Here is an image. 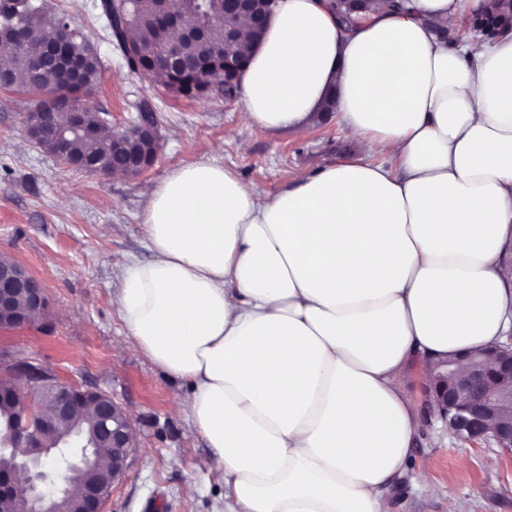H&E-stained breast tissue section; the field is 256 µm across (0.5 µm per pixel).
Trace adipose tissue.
Instances as JSON below:
<instances>
[{
    "mask_svg": "<svg viewBox=\"0 0 512 512\" xmlns=\"http://www.w3.org/2000/svg\"><path fill=\"white\" fill-rule=\"evenodd\" d=\"M488 0H378L343 31L329 0H279L239 86L247 124L296 129L327 94L361 159L259 197L202 161L143 213L129 336L183 404L228 512H386L418 430L403 375L512 329V32L439 39Z\"/></svg>",
    "mask_w": 512,
    "mask_h": 512,
    "instance_id": "obj_1",
    "label": "adipose tissue"
}]
</instances>
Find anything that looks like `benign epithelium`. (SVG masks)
I'll list each match as a JSON object with an SVG mask.
<instances>
[{"instance_id":"benign-epithelium-1","label":"benign epithelium","mask_w":512,"mask_h":512,"mask_svg":"<svg viewBox=\"0 0 512 512\" xmlns=\"http://www.w3.org/2000/svg\"><path fill=\"white\" fill-rule=\"evenodd\" d=\"M277 0H224V13L208 21L224 26V72L218 83L224 88L238 87L241 68L229 65L235 41V29L246 17L259 30L265 27ZM161 27L168 31L155 65L171 72L184 64L181 45L189 40L202 41L205 23H186L177 9L158 14ZM112 114L102 116L110 132L114 152L124 155L143 134L156 136L148 124H130L112 128ZM30 138L45 135L50 123L47 112H35L27 119ZM27 295L32 311L42 312L46 305L43 289L22 266L0 267V314L12 316V327L32 321L15 310L14 295ZM9 371L22 377L32 388L29 397L10 384L0 397L16 402L18 416L8 430L0 434V454L12 448L21 450V459L7 471H0V512H63L62 505L78 496L77 512H104L110 489L86 478L88 464L103 457L110 460L112 481L123 475L132 445V422L128 413L110 395L82 389L59 374L47 372L35 364H11ZM428 399L425 406L457 439L472 445L491 442L512 455V337L495 348L465 359L438 362L427 377ZM89 408L100 424L103 443L84 440L80 435L63 436L55 448L46 438L58 432L61 422Z\"/></svg>"}]
</instances>
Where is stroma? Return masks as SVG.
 Here are the masks:
<instances>
[{"instance_id": "1", "label": "stroma", "mask_w": 512, "mask_h": 512, "mask_svg": "<svg viewBox=\"0 0 512 512\" xmlns=\"http://www.w3.org/2000/svg\"><path fill=\"white\" fill-rule=\"evenodd\" d=\"M104 62L91 105L131 122L136 104L158 120L150 169L116 180L68 167L30 139L32 97L0 92V256L42 284L47 307L23 327H0V354L56 371L110 394L136 435L128 467L104 512H224V478L198 468L209 455L192 420L176 412L190 388L154 364L131 336L117 306L126 268L150 260L142 216L156 185L199 161L231 169L260 196L283 189L297 170L357 158L359 144L339 119L271 132L243 122L241 99H191L123 67L103 38L93 0H52ZM235 139H228L227 130ZM388 512H512V459L475 448L436 420H423L406 479L391 490Z\"/></svg>"}]
</instances>
